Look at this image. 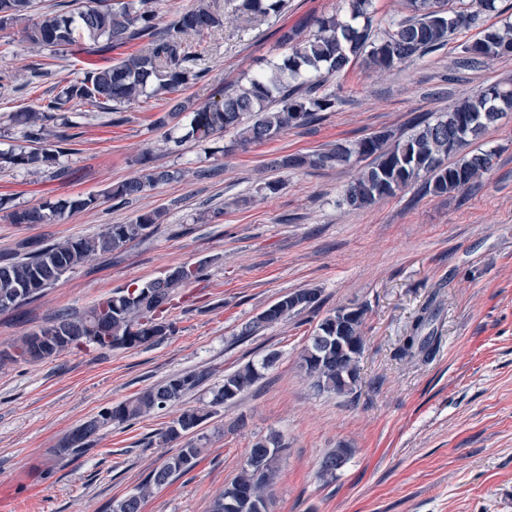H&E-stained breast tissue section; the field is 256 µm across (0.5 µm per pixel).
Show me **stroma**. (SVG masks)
Here are the masks:
<instances>
[{"label": "stroma", "instance_id": "35a3bbf8", "mask_svg": "<svg viewBox=\"0 0 512 512\" xmlns=\"http://www.w3.org/2000/svg\"><path fill=\"white\" fill-rule=\"evenodd\" d=\"M343 0H288L280 17L223 29L197 40L210 60L207 75L170 95L109 112H79L51 169H0V256L24 244L51 245L91 236L140 212H163L161 224L126 247L64 274L36 299L0 311V350L79 314L130 284L171 267L202 265L164 312L174 331L160 342L103 351L80 346L35 362L0 363V499L16 512H108L173 455L155 436L178 415L169 407L132 425L98 433L82 455L60 446L103 409L190 370L207 385L182 405L199 407L211 386L248 362H277L197 430L205 451L187 474L154 489L141 512H209L236 477L249 448L279 432L287 449L273 489V512H512V114L489 128L475 149L496 150L490 172L444 196L419 185L370 207L341 206L356 165L288 170L276 160L313 154L383 130L408 131L424 112L440 114L489 83L512 79V57L449 81L453 47L401 65L392 73L353 62L327 78L343 104L322 120L242 149L225 132L228 153L187 141L163 149L155 120L175 102L197 105L267 69L285 50L279 27L302 24L340 8ZM99 56L73 48L54 57L22 41L20 28L0 31V150L24 142L13 112L38 106L64 81L83 76ZM152 165L184 171L121 204L108 188ZM212 169L206 179L195 170ZM275 181L277 192L265 190ZM95 208L45 224H15L13 208L78 196ZM319 288L322 311L366 306V343L351 394L317 393L299 358L321 313L302 312L255 335L243 330L283 296ZM439 342L428 360L401 358L399 348L422 308ZM346 446L335 479L319 477L329 449Z\"/></svg>", "mask_w": 512, "mask_h": 512}]
</instances>
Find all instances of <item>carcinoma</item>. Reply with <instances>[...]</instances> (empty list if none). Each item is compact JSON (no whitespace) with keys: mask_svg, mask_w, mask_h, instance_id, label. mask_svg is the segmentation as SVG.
Listing matches in <instances>:
<instances>
[{"mask_svg":"<svg viewBox=\"0 0 512 512\" xmlns=\"http://www.w3.org/2000/svg\"><path fill=\"white\" fill-rule=\"evenodd\" d=\"M288 0H238L232 12L277 16ZM346 12L336 11L308 22L314 28L303 35L301 26L278 30V42L288 53L274 64L271 73H261L244 85L224 90V96L209 104L193 107L190 100L175 104L170 114L190 112L185 135L165 137V142L185 139L211 141L229 129L237 131L245 146L263 143L297 127L311 125L321 113L339 104L336 94L324 89L326 76L343 72L355 59L370 68L391 72L400 64L436 53L463 29L479 27L483 16L499 13L498 0H470L469 7L455 8L450 0H404L407 16L394 20L378 36L372 30L374 0H345ZM33 0H0V30L12 28L26 19ZM153 0H97V4L70 13L45 14L33 27L22 30L30 48L64 55L85 37L98 50L114 51L138 41L142 48L125 53L106 67L84 73L67 82L51 99L36 108L19 112L29 141L36 147L0 153V165L11 168L54 167L67 149L66 129L72 121L67 113L78 107L122 111L128 104L153 93L182 91L192 80L202 77L196 69L204 52L195 35L224 27L227 15L206 0L180 14L165 28L153 23ZM512 55V22L491 25L473 40L457 44L454 68L475 70ZM512 112V86L497 82L461 99L435 119L414 118L413 131L406 135L380 132L349 145L312 155L293 154L276 162L291 170L343 166L352 159L366 160L356 178L344 189L340 204L363 209L394 195L405 187L421 183L426 193L442 195L459 191L493 167L495 151H470L471 141L480 137L507 113ZM60 121L59 130H47L45 121ZM184 177L178 170L147 168L105 192L113 200L126 202L141 196L148 188ZM97 204V197H77L48 208L15 209V224H43L66 211H81ZM158 210L143 212L129 224H114L95 236L73 237L62 243L37 246L25 257L0 260V310L16 308L36 297L68 271L87 258L109 253L146 235L158 224ZM201 266L179 265L159 278L134 288H126L93 305L78 317L62 315L0 352V362H35L59 354L73 346L93 344L101 350L137 348L170 335L171 325L159 314L171 303L177 289L198 278ZM322 305L318 289L288 294L270 305L249 323L242 334L252 335L305 310ZM367 309L359 305L349 311L341 306L328 312L317 329L326 336H341L352 349L340 351L336 343L320 344L311 339L301 354L300 367L318 392L346 395L358 380V364L365 347L363 325ZM429 308L422 309L404 336L400 355L411 361L426 360L439 337L423 334L430 321ZM277 354L261 362L247 363L224 376L213 390L209 408H189L181 412L159 433L160 443L169 445L193 433L215 408L234 400L253 386L261 371L274 365ZM209 374L204 371L175 375L162 384L140 392L134 398L99 412L79 426L62 451L78 453L91 446L92 438L112 425L131 424L141 417L180 401L188 392L202 386ZM285 446L272 432L248 449L244 467L225 487L211 512H270V490L280 469ZM202 453V444L188 441L153 471L135 492L112 505L111 512H140L142 500L154 487L164 485L174 475L189 472ZM351 449H330L322 458L320 474L336 477V459L349 460Z\"/></svg>","mask_w":512,"mask_h":512,"instance_id":"cac0c4a2","label":"carcinoma"}]
</instances>
